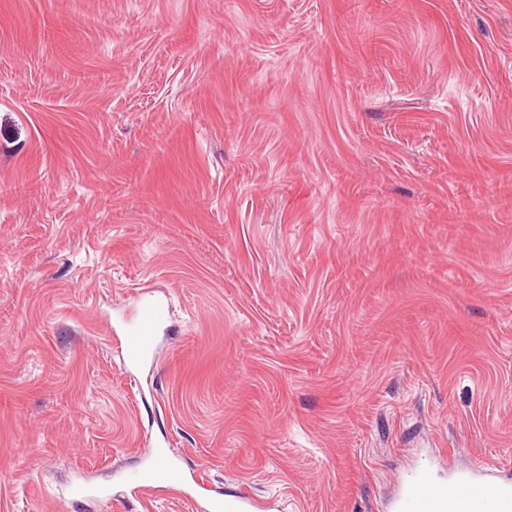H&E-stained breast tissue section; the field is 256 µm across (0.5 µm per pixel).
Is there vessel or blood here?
I'll list each match as a JSON object with an SVG mask.
<instances>
[{"label":"vessel or blood","mask_w":512,"mask_h":512,"mask_svg":"<svg viewBox=\"0 0 512 512\" xmlns=\"http://www.w3.org/2000/svg\"><path fill=\"white\" fill-rule=\"evenodd\" d=\"M169 307L151 292H143L140 305L124 329V360L141 362L152 350L155 333L168 318ZM399 512H512V484L461 473L436 483L415 475L398 500Z\"/></svg>","instance_id":"obj_1"}]
</instances>
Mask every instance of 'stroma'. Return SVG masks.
I'll return each instance as SVG.
<instances>
[{
  "label": "stroma",
  "mask_w": 512,
  "mask_h": 512,
  "mask_svg": "<svg viewBox=\"0 0 512 512\" xmlns=\"http://www.w3.org/2000/svg\"><path fill=\"white\" fill-rule=\"evenodd\" d=\"M160 457L188 497L134 495ZM479 466L512 480V0H0V512H398ZM169 306L155 298L151 292L141 294L140 305L124 329V361L141 362L152 350L155 333L168 318Z\"/></svg>",
  "instance_id": "1"
}]
</instances>
